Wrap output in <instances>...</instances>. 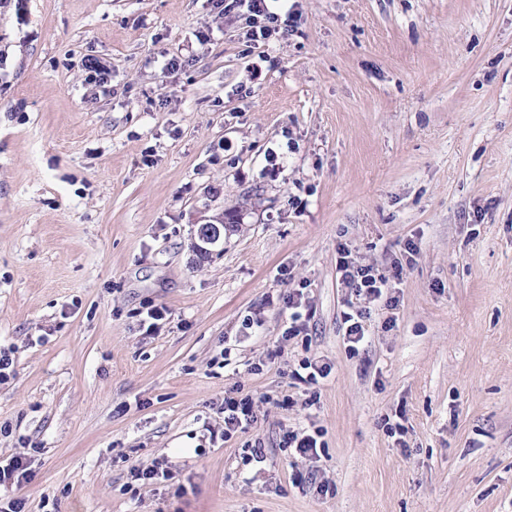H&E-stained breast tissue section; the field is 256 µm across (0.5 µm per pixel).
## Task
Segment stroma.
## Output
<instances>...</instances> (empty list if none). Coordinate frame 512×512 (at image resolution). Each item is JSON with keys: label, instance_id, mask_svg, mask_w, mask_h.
Here are the masks:
<instances>
[{"label": "stroma", "instance_id": "35a3bbf8", "mask_svg": "<svg viewBox=\"0 0 512 512\" xmlns=\"http://www.w3.org/2000/svg\"><path fill=\"white\" fill-rule=\"evenodd\" d=\"M272 9L294 26L255 49L214 0L0 7V460H30L25 512H512V0ZM342 245L399 298L354 348ZM305 358L329 378L297 383ZM299 426L317 459L280 448ZM156 460L172 479L131 478ZM81 67L85 73V82L98 92L105 93L112 81L110 67L91 56L82 60ZM228 225L224 224V219L218 224L207 222L205 224L198 225L197 238L200 244H197V250L201 255H205L208 252V248L204 245H213L217 243L222 237L224 238V227ZM288 310H293L289 314L288 328L285 329L284 335L288 339L296 338L300 335H307V326L305 320H302L303 314L301 309H306L308 305L304 299V294L300 289H295L288 293V300L285 301ZM255 400L252 396L246 395L241 398L226 396L224 406L220 409L224 413V440L232 437L239 428L248 424L254 419Z\"/></svg>", "mask_w": 512, "mask_h": 512}]
</instances>
